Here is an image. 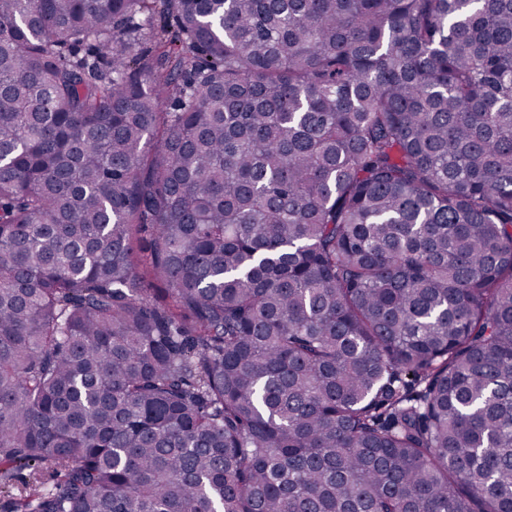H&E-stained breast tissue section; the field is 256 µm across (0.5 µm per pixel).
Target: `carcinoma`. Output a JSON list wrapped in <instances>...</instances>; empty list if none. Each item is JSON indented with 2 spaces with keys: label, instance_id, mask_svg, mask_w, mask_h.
<instances>
[{
  "label": "carcinoma",
  "instance_id": "cac0c4a2",
  "mask_svg": "<svg viewBox=\"0 0 512 512\" xmlns=\"http://www.w3.org/2000/svg\"><path fill=\"white\" fill-rule=\"evenodd\" d=\"M22 469L13 512H512V0H0Z\"/></svg>",
  "mask_w": 512,
  "mask_h": 512
}]
</instances>
